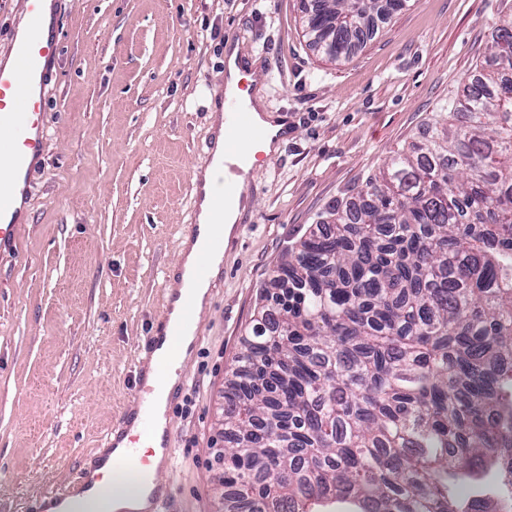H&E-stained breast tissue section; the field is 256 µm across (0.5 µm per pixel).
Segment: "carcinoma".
Wrapping results in <instances>:
<instances>
[{
  "mask_svg": "<svg viewBox=\"0 0 512 512\" xmlns=\"http://www.w3.org/2000/svg\"><path fill=\"white\" fill-rule=\"evenodd\" d=\"M404 0H314L337 62ZM419 149L276 266L224 391V512H512V17Z\"/></svg>",
  "mask_w": 512,
  "mask_h": 512,
  "instance_id": "carcinoma-1",
  "label": "carcinoma"
}]
</instances>
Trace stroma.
<instances>
[{
    "label": "stroma",
    "instance_id": "obj_1",
    "mask_svg": "<svg viewBox=\"0 0 512 512\" xmlns=\"http://www.w3.org/2000/svg\"><path fill=\"white\" fill-rule=\"evenodd\" d=\"M312 0H53L61 45L29 222L0 256V512L75 480L120 421L193 208L226 42L288 138L243 190L237 244L201 317L171 409L162 478L173 512H215L219 419L257 296L321 213L421 144L484 66L512 0H407L349 57L329 61L303 21Z\"/></svg>",
    "mask_w": 512,
    "mask_h": 512
}]
</instances>
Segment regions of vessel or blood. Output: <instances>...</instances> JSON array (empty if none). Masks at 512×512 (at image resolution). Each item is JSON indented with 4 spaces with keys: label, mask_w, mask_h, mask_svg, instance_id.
<instances>
[{
    "label": "vessel or blood",
    "mask_w": 512,
    "mask_h": 512,
    "mask_svg": "<svg viewBox=\"0 0 512 512\" xmlns=\"http://www.w3.org/2000/svg\"><path fill=\"white\" fill-rule=\"evenodd\" d=\"M22 15L23 32L12 37L10 43L12 62L0 63V254L15 250L26 224L30 176L46 152L45 91L53 78L48 64L59 53L58 40L42 36V0H23ZM214 107L226 114L224 155L229 171L224 179V194L215 197L209 214L210 223L219 224L223 221V198L238 192L234 176L252 165L247 145L261 131L246 108L225 110L222 93H215ZM180 336L181 329L170 324L168 311H160L146 338L145 351L153 353L163 339L177 344ZM153 393V387L146 381L145 367H138L128 417L150 424Z\"/></svg>",
    "instance_id": "b4317fda"
}]
</instances>
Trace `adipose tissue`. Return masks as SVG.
Returning <instances> with one entry per match:
<instances>
[{
    "label": "adipose tissue",
    "mask_w": 512,
    "mask_h": 512,
    "mask_svg": "<svg viewBox=\"0 0 512 512\" xmlns=\"http://www.w3.org/2000/svg\"><path fill=\"white\" fill-rule=\"evenodd\" d=\"M204 247V239L184 238L177 261V267L181 270L184 281L189 283L195 305L200 310L209 304L211 283L210 280L194 279V268L200 258H208L212 278H216L221 273L222 262L221 255L205 253ZM170 321L182 324L183 337L178 347H162L151 360L152 374L161 377L155 386V423L148 430L142 429L137 423L130 426L131 434L141 437L140 447H148L153 451L149 465L128 469L123 465L122 448L98 449L96 461L88 468L81 485L75 487L66 500L49 505L48 512H146L149 508L154 491L152 475L163 457L161 443L168 423L167 405L178 382L170 365L191 357L195 331L194 326L183 325L180 301H173Z\"/></svg>",
    "instance_id": "adipose-tissue-1"
}]
</instances>
